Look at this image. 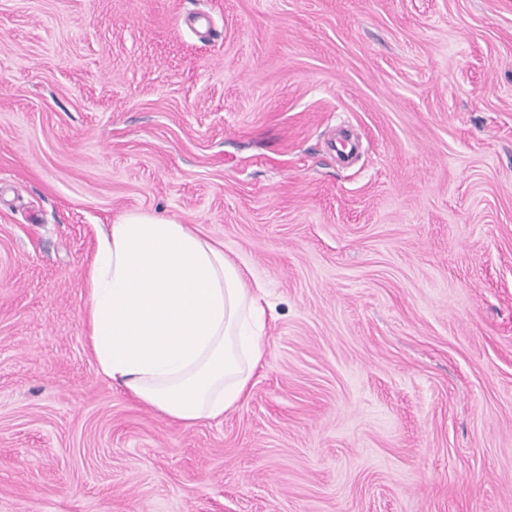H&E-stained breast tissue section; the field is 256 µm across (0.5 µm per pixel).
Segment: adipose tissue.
I'll return each instance as SVG.
<instances>
[{"label":"adipose tissue","instance_id":"ef3b65f1","mask_svg":"<svg viewBox=\"0 0 512 512\" xmlns=\"http://www.w3.org/2000/svg\"><path fill=\"white\" fill-rule=\"evenodd\" d=\"M83 286L98 370L135 401L191 426L247 397L265 352V308L222 245L130 212L99 234Z\"/></svg>","mask_w":512,"mask_h":512}]
</instances>
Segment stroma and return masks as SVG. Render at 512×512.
I'll list each match as a JSON object with an SVG mask.
<instances>
[{
	"mask_svg": "<svg viewBox=\"0 0 512 512\" xmlns=\"http://www.w3.org/2000/svg\"><path fill=\"white\" fill-rule=\"evenodd\" d=\"M131 211L266 293L223 418L98 372ZM0 512H512V0H0Z\"/></svg>",
	"mask_w": 512,
	"mask_h": 512,
	"instance_id": "obj_1",
	"label": "stroma"
}]
</instances>
